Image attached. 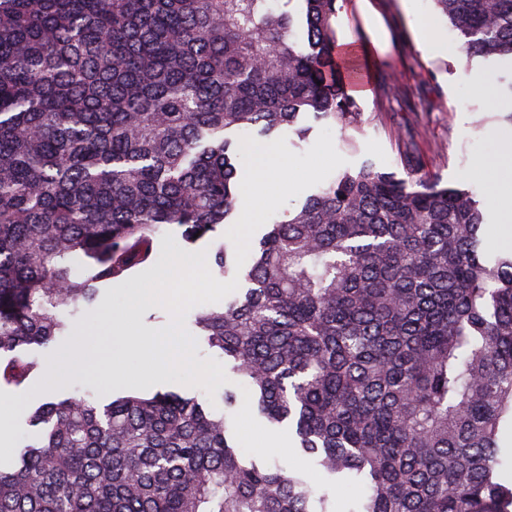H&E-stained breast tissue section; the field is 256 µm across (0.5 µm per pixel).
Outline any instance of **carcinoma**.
<instances>
[{
  "instance_id": "carcinoma-1",
  "label": "carcinoma",
  "mask_w": 512,
  "mask_h": 512,
  "mask_svg": "<svg viewBox=\"0 0 512 512\" xmlns=\"http://www.w3.org/2000/svg\"><path fill=\"white\" fill-rule=\"evenodd\" d=\"M0 0V382L21 386L100 287L238 220L239 142L311 114L370 123L339 0ZM466 58L512 64V0H432ZM468 190L338 172L221 277L195 325L355 512H512V252ZM0 461V512H332L330 490L241 456L226 414L157 392L47 402ZM167 234H172L176 240L175 248L178 251L181 250H187L191 252L195 251H206V259H207V265L208 268L211 267L213 264L214 259V250L211 242L207 239H203L201 241H198L195 244H191L186 241V239L182 236L181 231L179 229H171L166 232H164L156 241V253H157V261L156 263L159 264L163 250L161 249V246L165 245L167 242Z\"/></svg>"
}]
</instances>
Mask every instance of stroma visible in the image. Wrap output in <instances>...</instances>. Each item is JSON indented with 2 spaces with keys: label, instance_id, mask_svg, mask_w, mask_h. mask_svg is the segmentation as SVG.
<instances>
[{
  "label": "stroma",
  "instance_id": "stroma-1",
  "mask_svg": "<svg viewBox=\"0 0 512 512\" xmlns=\"http://www.w3.org/2000/svg\"><path fill=\"white\" fill-rule=\"evenodd\" d=\"M377 6L389 35L387 49L372 43L358 0H346L337 22L338 37L351 40L356 47L360 83L356 99L371 123L358 138L359 151H349L338 138L333 141L336 151L348 168H357L369 158L400 178L406 175L408 157L420 156L427 172L437 175L441 185L471 190L493 224H502L494 197L473 171L479 161L499 159L503 144L512 140V125L502 119L503 113L512 110V99L492 80L487 93L475 91L473 80L480 77L483 63L466 61L457 34L431 0H414L409 11L402 0H377ZM419 16L434 23L438 45L433 50L424 51L418 45L415 19ZM156 273L155 267L148 266L103 287L93 310L74 320L70 335L62 342L85 353L76 378L57 385L49 394L39 389L36 376L19 387L0 385V397H18L24 402L22 414L12 423L9 446L0 451V457L10 458L23 446L30 435L27 413L48 399L86 392L107 403L129 394V387L112 383L110 367L119 361L136 370L140 356L113 334L112 322L130 312L129 296ZM229 386L239 392L237 406L228 413L243 456L319 481L320 472L308 458L289 447L269 446L274 433L250 411L247 390L234 379Z\"/></svg>",
  "mask_w": 512,
  "mask_h": 512
}]
</instances>
